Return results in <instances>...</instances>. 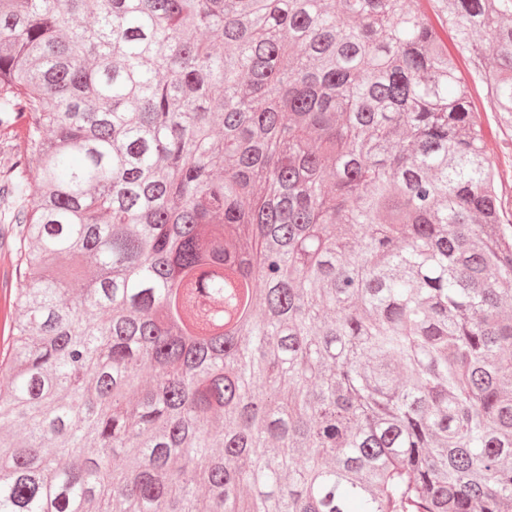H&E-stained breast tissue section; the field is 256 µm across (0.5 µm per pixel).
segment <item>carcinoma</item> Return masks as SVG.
<instances>
[{"label":"carcinoma","mask_w":512,"mask_h":512,"mask_svg":"<svg viewBox=\"0 0 512 512\" xmlns=\"http://www.w3.org/2000/svg\"><path fill=\"white\" fill-rule=\"evenodd\" d=\"M473 83L512 0H0V512H512ZM18 141L8 136L0 135V185H2L3 176H10L15 179L19 184L28 183L30 188L34 186L35 176L34 173L28 170H21L19 167L15 168L17 160V146ZM30 197H14L6 199L2 191L0 193V347L7 346L9 341L8 331L5 329L3 320V308H4V292L1 288V283L7 271L10 270L11 265V253L14 248V216L19 210L28 209L31 206ZM2 310V311H1Z\"/></svg>","instance_id":"obj_1"}]
</instances>
